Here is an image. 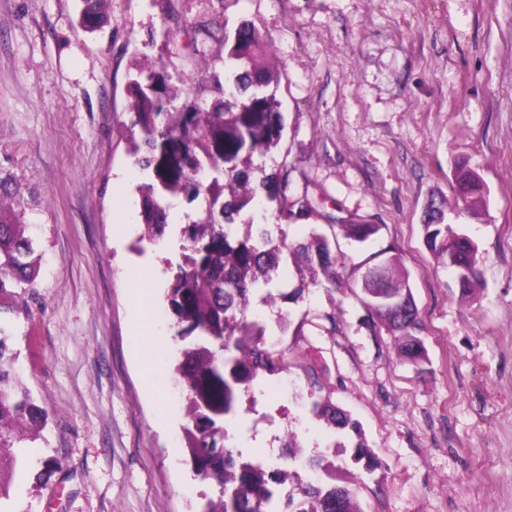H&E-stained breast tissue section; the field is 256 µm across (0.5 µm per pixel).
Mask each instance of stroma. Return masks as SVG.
Returning a JSON list of instances; mask_svg holds the SVG:
<instances>
[{"mask_svg": "<svg viewBox=\"0 0 512 512\" xmlns=\"http://www.w3.org/2000/svg\"><path fill=\"white\" fill-rule=\"evenodd\" d=\"M80 11V0H0V182L40 262L13 343L48 413L30 462L60 463L48 483L18 484L12 512H195L214 493L185 448L166 302L180 228L199 206L176 200L162 240L143 241L129 85L160 61L180 89L223 71V38L244 23L267 41L285 123L267 168L289 158L292 193L312 179L379 224L361 246L337 234L341 272L400 255L428 362H403L354 289L310 286L287 261L286 297L262 315L289 368L242 401L233 446L273 466L284 437L326 453L358 483L361 512H512V0H108L93 32ZM218 24L223 37L196 55V30ZM461 165L489 191L452 224L481 259L466 297L421 225L428 202L458 206ZM134 269L151 276L150 305L129 287ZM282 311L302 335L279 333ZM314 392L361 422L372 474L312 415Z\"/></svg>", "mask_w": 512, "mask_h": 512, "instance_id": "1", "label": "stroma"}]
</instances>
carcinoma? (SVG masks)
Returning a JSON list of instances; mask_svg holds the SVG:
<instances>
[{
    "label": "carcinoma",
    "instance_id": "cac0c4a2",
    "mask_svg": "<svg viewBox=\"0 0 512 512\" xmlns=\"http://www.w3.org/2000/svg\"><path fill=\"white\" fill-rule=\"evenodd\" d=\"M104 2L82 0L85 28L103 22ZM265 50V39L243 25L225 53L224 75L212 74L184 97L171 93V76L162 65L139 71L130 85L132 126L140 134L135 163L149 174L141 189L148 239L162 235L168 224V198L182 195L202 209L201 218L181 228L182 262L171 268L166 293L177 336L187 342L175 368L191 423L185 428L186 448L196 475L217 492L214 498H204L200 512H361L356 488L336 483L335 465L323 454L307 457V466L324 479L303 486L297 502L275 498L273 485L284 483L288 472L271 470L259 460L239 461L241 453L226 444L228 433L220 426L238 414L241 397L258 379L288 371V350L267 340L266 325L255 311L257 302L276 303L272 274L283 257L303 258L314 286L351 287L337 275L340 257L326 235L290 243L284 226L315 214L356 243L380 229L339 207L334 214H324L325 193L308 180L302 194H289L292 165L287 162L269 174L253 163L254 154L277 148L284 131L274 97L262 91ZM463 173L459 168L456 177L463 204L459 213L488 203L483 181L464 186ZM251 203L268 213L271 223L240 237L235 219ZM422 227L429 248L454 270L461 293H469L480 279L477 247L452 229L443 212L438 217L424 213ZM26 229L21 214L0 203V512H8L19 481L32 475L43 483L53 473L49 459L41 461L37 473L29 469L27 448L41 436L48 414L20 379V352L10 343L12 319L28 312L27 297L38 274ZM400 263L394 254L378 265V272H364L360 300L373 328L399 337L400 358L418 368L427 362L419 311L402 318L388 301L394 296L414 299ZM311 410L332 429L353 433L352 460L372 471L373 457L360 423L316 395Z\"/></svg>",
    "mask_w": 512,
    "mask_h": 512
}]
</instances>
